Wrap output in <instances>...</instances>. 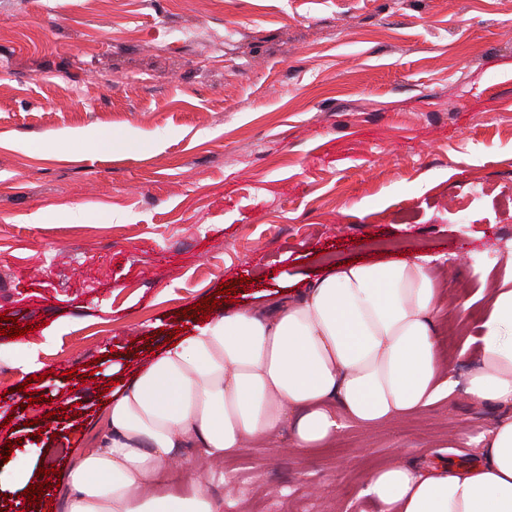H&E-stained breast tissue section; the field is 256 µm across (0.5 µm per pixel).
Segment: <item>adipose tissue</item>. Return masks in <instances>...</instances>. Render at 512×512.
Listing matches in <instances>:
<instances>
[{"mask_svg": "<svg viewBox=\"0 0 512 512\" xmlns=\"http://www.w3.org/2000/svg\"><path fill=\"white\" fill-rule=\"evenodd\" d=\"M428 262L341 263L195 323L103 406L91 447L61 476L64 512H223L202 481L234 449L283 434L322 448L450 397ZM479 341L466 392L503 411L475 438L481 462L374 469L362 495L375 512H512V277L488 286Z\"/></svg>", "mask_w": 512, "mask_h": 512, "instance_id": "adipose-tissue-1", "label": "adipose tissue"}]
</instances>
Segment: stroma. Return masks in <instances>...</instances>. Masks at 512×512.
Listing matches in <instances>:
<instances>
[{"label": "stroma", "mask_w": 512, "mask_h": 512, "mask_svg": "<svg viewBox=\"0 0 512 512\" xmlns=\"http://www.w3.org/2000/svg\"><path fill=\"white\" fill-rule=\"evenodd\" d=\"M511 251L512 0H0V314L35 327L0 335V448L34 467L67 469L115 374L229 281L242 309L430 256L466 377ZM23 345L52 377L25 386ZM500 415L459 390L331 449L248 445L203 489L224 512H360L371 469L474 465Z\"/></svg>", "instance_id": "obj_1"}]
</instances>
